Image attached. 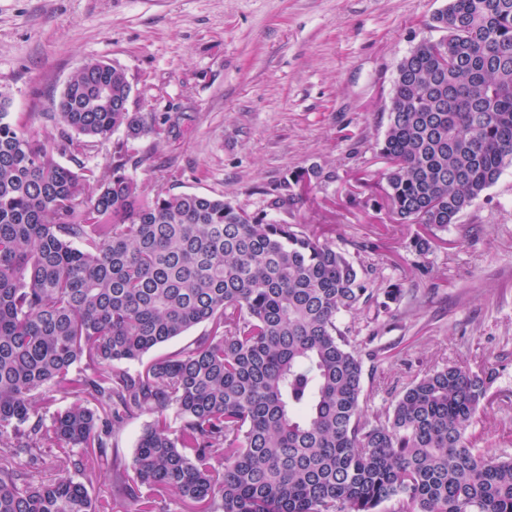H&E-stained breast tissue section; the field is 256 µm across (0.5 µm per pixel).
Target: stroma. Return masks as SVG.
<instances>
[{
	"label": "stroma",
	"instance_id": "obj_1",
	"mask_svg": "<svg viewBox=\"0 0 512 512\" xmlns=\"http://www.w3.org/2000/svg\"><path fill=\"white\" fill-rule=\"evenodd\" d=\"M448 0H0V94L38 137L44 114L88 60L123 67L148 117L179 135H145L128 173L146 193L222 197L264 210L285 177L318 166L336 179L285 219L327 231L362 260L375 287L398 286L369 324L381 350L368 414L416 375L464 363L496 379L472 429L478 447L512 456V167L438 233L398 224L360 179L382 173L396 66L440 38L430 17Z\"/></svg>",
	"mask_w": 512,
	"mask_h": 512
}]
</instances>
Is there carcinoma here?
I'll list each match as a JSON object with an SVG mask.
<instances>
[{
    "mask_svg": "<svg viewBox=\"0 0 512 512\" xmlns=\"http://www.w3.org/2000/svg\"><path fill=\"white\" fill-rule=\"evenodd\" d=\"M429 26L445 35L397 64L377 181L394 220L430 231L419 254L512 165V0H448ZM132 96L122 67L85 62L46 113L51 139L0 96V512H96L101 476L123 512H149L144 489L159 512H512V458L471 433L493 370L433 368L365 412L363 356L379 350L345 317L377 319L401 289L268 217L336 172L286 178L254 213L145 197L131 142L170 127L147 125ZM108 142L110 160L86 166ZM53 389L77 403L46 418ZM144 413L127 458L117 427ZM48 466L62 475L43 479Z\"/></svg>",
    "mask_w": 512,
    "mask_h": 512,
    "instance_id": "1",
    "label": "carcinoma"
}]
</instances>
